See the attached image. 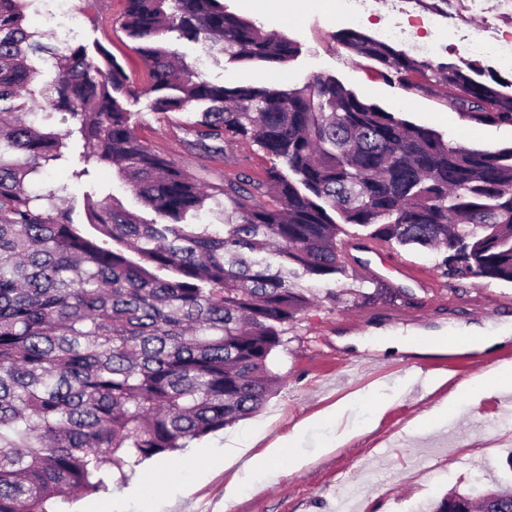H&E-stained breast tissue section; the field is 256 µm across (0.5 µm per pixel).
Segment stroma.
<instances>
[{"instance_id": "35a3bbf8", "label": "stroma", "mask_w": 512, "mask_h": 512, "mask_svg": "<svg viewBox=\"0 0 512 512\" xmlns=\"http://www.w3.org/2000/svg\"><path fill=\"white\" fill-rule=\"evenodd\" d=\"M432 0H366L358 23L338 17L330 0H305L298 15L283 18L279 0H224L228 9L255 22L265 31L294 41L298 53L286 64L228 61L207 46L170 37L173 49L206 80L228 86L299 88L315 77H332L360 99L399 113L404 119L440 132L445 139L468 147L498 149L512 145V124H478L449 110L443 87L428 83L411 91L387 81L371 61L358 57L339 41L340 33L355 29L374 39L395 24H410L407 39L393 40L396 49L420 60L475 65L480 80L512 81V67L501 63L491 39L493 29L512 33V8L503 0H484L471 10L467 0H449L447 13L431 7ZM77 32L73 44L104 47L122 63L134 81H141L133 42L118 26L120 0H73ZM138 133L153 149L169 155L196 173L210 169L220 176L241 169L259 175L271 160L257 146L240 143L224 160L214 162L184 145L188 112L151 111L149 96L128 100ZM119 198L140 211L135 196L113 175L111 168L94 171L89 186L71 188L73 220L86 221L83 195L87 187ZM392 258L420 272L433 274L444 297L430 306L412 285H397L389 274L365 270L357 252L347 254V275L340 298L325 299L327 282L315 285L322 299L289 330L287 343L274 356V370L282 380L274 395L254 415L214 432L172 455L144 462L126 485L99 496L77 495L57 501L56 512H338L342 498H350L353 512H425L447 493L458 490L479 496L501 485L512 488V413L494 407L495 400H511L512 391L456 390L458 376L473 379L488 362L512 355V342L481 354L457 345L450 353H425V332L455 324L483 327L486 320L512 323V283L494 279L458 281L445 276L439 252L390 246ZM483 293L491 303L486 315H472L463 301ZM371 316L372 329H395L404 335L421 331L418 350L381 353L359 347L357 332L338 328L342 316ZM385 383L393 398L379 419H372L376 383ZM358 394L354 414L361 432L333 451L324 444L329 427L313 422V415L348 394ZM453 398L448 420L431 425L427 413L445 398ZM255 433L249 455L262 454L280 438L295 435L290 455L307 458L296 470L289 457L274 461L275 475L256 489L226 497L225 487L242 471L248 457L222 467L214 448L225 433Z\"/></svg>"}]
</instances>
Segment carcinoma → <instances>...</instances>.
Returning <instances> with one entry per match:
<instances>
[{"mask_svg": "<svg viewBox=\"0 0 512 512\" xmlns=\"http://www.w3.org/2000/svg\"><path fill=\"white\" fill-rule=\"evenodd\" d=\"M146 85L104 48L47 46L24 26L27 0H0V512H49L73 492L124 483L143 461L188 447L259 410L280 380L272 356L318 300L294 282L347 275L340 234L353 225L403 248H436L455 280L512 283V146L444 140L358 98L331 77L301 88L225 86L176 64L173 32L231 61L283 64L297 45L223 0H123ZM352 53L409 90L427 71L448 107L512 123V91L454 63L419 61L350 30ZM54 79L35 85V60ZM188 112L186 144L221 158L240 141L273 164L219 182L187 172L138 134L123 97ZM42 111L62 114L63 129ZM83 142L80 182L110 166L146 220L111 194L83 197L87 222L57 204L68 185H35ZM223 227L191 224L210 204ZM429 512H512V492L474 503L453 492Z\"/></svg>", "mask_w": 512, "mask_h": 512, "instance_id": "carcinoma-1", "label": "carcinoma"}]
</instances>
